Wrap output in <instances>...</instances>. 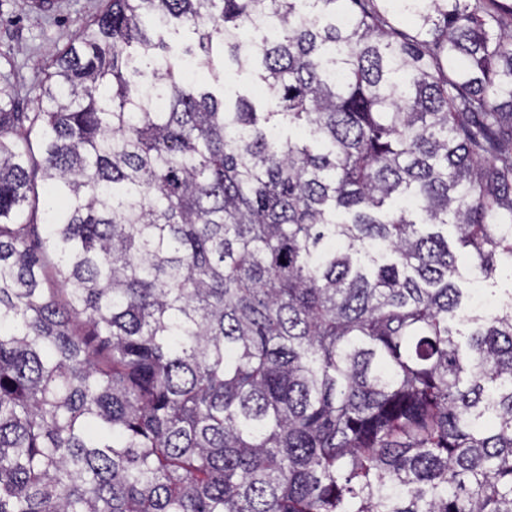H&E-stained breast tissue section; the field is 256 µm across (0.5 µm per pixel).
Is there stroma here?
Instances as JSON below:
<instances>
[{
    "instance_id": "35a3bbf8",
    "label": "stroma",
    "mask_w": 512,
    "mask_h": 512,
    "mask_svg": "<svg viewBox=\"0 0 512 512\" xmlns=\"http://www.w3.org/2000/svg\"><path fill=\"white\" fill-rule=\"evenodd\" d=\"M38 0H0V87L10 86L16 103L32 107L54 47L73 41L102 0H53L43 10Z\"/></svg>"
}]
</instances>
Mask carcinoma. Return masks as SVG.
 I'll list each match as a JSON object with an SVG mask.
<instances>
[{"label":"carcinoma","mask_w":512,"mask_h":512,"mask_svg":"<svg viewBox=\"0 0 512 512\" xmlns=\"http://www.w3.org/2000/svg\"><path fill=\"white\" fill-rule=\"evenodd\" d=\"M450 226L512 262V3L104 0L0 89V512H512V303ZM225 74L228 75L226 78L224 77L225 95L239 92L254 99H258L255 95L256 82L249 72H236L231 70L224 71V76ZM458 265L462 288H470L469 283L473 277L483 278L477 274L472 263L467 258H461ZM484 280L489 292L502 300H510V294L512 293V277L510 268L507 265H500L496 274L491 279Z\"/></svg>","instance_id":"1"}]
</instances>
